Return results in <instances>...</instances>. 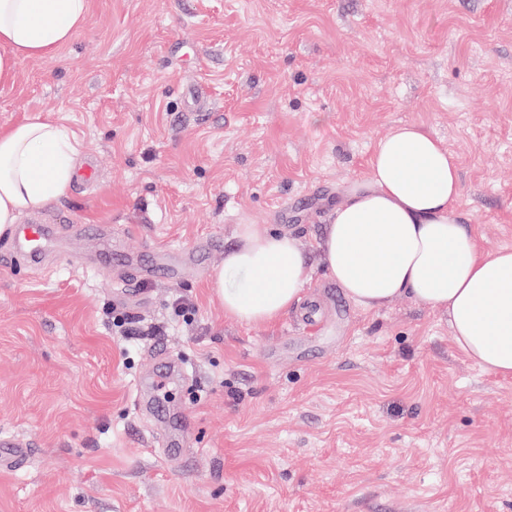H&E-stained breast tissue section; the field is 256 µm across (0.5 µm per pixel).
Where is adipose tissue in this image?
I'll use <instances>...</instances> for the list:
<instances>
[{
	"mask_svg": "<svg viewBox=\"0 0 512 512\" xmlns=\"http://www.w3.org/2000/svg\"><path fill=\"white\" fill-rule=\"evenodd\" d=\"M88 0H0V86L20 59L47 56L83 26ZM80 148L54 123L0 126V236L24 212L65 197ZM459 170L426 129L395 127L379 141L366 180L346 191L321 243L346 297L379 308L410 295L447 313L454 344L484 370L512 376V249L485 255L458 216ZM212 285L225 315L274 323L300 299L307 257L297 239L241 224Z\"/></svg>",
	"mask_w": 512,
	"mask_h": 512,
	"instance_id": "adipose-tissue-1",
	"label": "adipose tissue"
}]
</instances>
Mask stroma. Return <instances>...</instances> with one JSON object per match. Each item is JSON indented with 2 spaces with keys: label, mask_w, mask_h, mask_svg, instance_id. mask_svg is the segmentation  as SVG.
Masks as SVG:
<instances>
[{
  "label": "stroma",
  "mask_w": 512,
  "mask_h": 512,
  "mask_svg": "<svg viewBox=\"0 0 512 512\" xmlns=\"http://www.w3.org/2000/svg\"><path fill=\"white\" fill-rule=\"evenodd\" d=\"M26 118L62 125L97 176L21 216L67 227L42 268L0 237V439L31 450L0 467V512H512V377L467 358L444 312L355 305L320 248L399 124L454 155L480 251L512 248V0H89L0 87V125ZM239 224L307 255L274 323L226 316L211 287ZM161 247L205 266L126 290L100 258ZM165 357L190 375L168 398L191 423L180 461L136 405Z\"/></svg>",
  "instance_id": "35a3bbf8"
}]
</instances>
